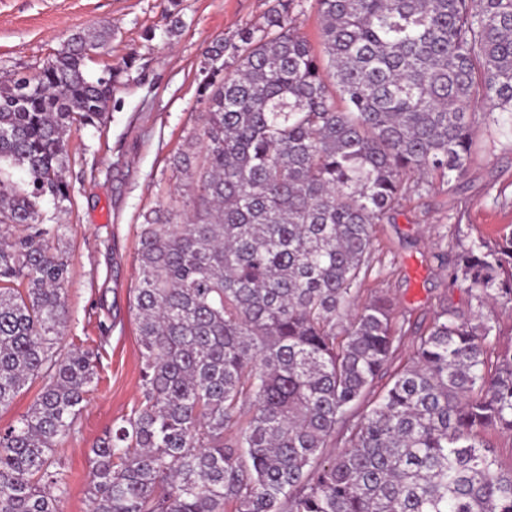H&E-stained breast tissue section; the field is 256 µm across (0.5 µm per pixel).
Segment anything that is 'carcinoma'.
I'll list each match as a JSON object with an SVG mask.
<instances>
[{
    "label": "carcinoma",
    "instance_id": "cac0c4a2",
    "mask_svg": "<svg viewBox=\"0 0 512 512\" xmlns=\"http://www.w3.org/2000/svg\"><path fill=\"white\" fill-rule=\"evenodd\" d=\"M296 2L206 51L202 157L173 159L192 208L140 225L142 401L92 449L88 512H512L484 439L512 436V344L491 347L512 225L454 255L473 317L441 307L374 395L406 331L389 297L360 302L373 226L463 176L476 107L512 131V0H315L318 51ZM111 42L75 33L0 86V407L43 381L0 428V512H59L55 452L97 376L94 351L57 347L68 260L42 201H70L71 128L112 98L87 62ZM41 388L42 382L40 380L29 383L15 397L14 401L8 408L3 410L0 409V427L14 423L24 413H26L35 400L37 394L40 392Z\"/></svg>",
    "mask_w": 512,
    "mask_h": 512
}]
</instances>
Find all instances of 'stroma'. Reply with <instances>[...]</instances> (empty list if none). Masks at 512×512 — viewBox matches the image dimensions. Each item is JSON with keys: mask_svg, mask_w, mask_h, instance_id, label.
I'll return each instance as SVG.
<instances>
[{"mask_svg": "<svg viewBox=\"0 0 512 512\" xmlns=\"http://www.w3.org/2000/svg\"><path fill=\"white\" fill-rule=\"evenodd\" d=\"M271 4L180 0L185 27L172 35L170 0H0V83L42 68L73 33L104 26L112 43L88 61L87 75L121 70L104 123L72 129L70 203L61 211L52 199L42 202L70 263L60 344L98 351V383L76 433L56 451L68 483L61 512H88L90 450L141 399L140 337L128 312L138 227L146 212L183 210L193 198L171 159L200 132L205 50L260 21ZM472 133L467 170L450 190L404 202L394 223L373 229V270L362 297L388 296L421 330L441 305L464 316L477 308L467 282H450L439 252L494 243L512 224V133L480 117Z\"/></svg>", "mask_w": 512, "mask_h": 512, "instance_id": "35a3bbf8", "label": "stroma"}]
</instances>
